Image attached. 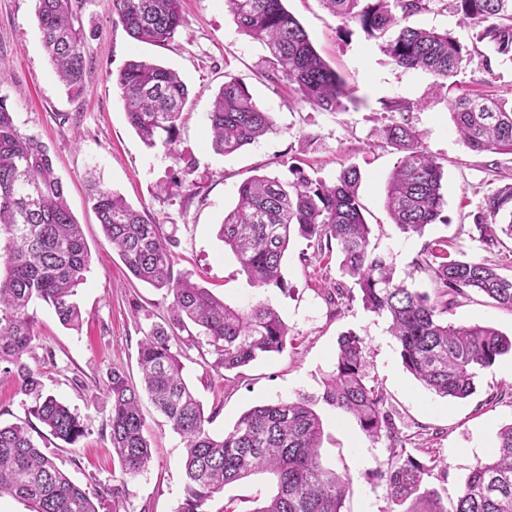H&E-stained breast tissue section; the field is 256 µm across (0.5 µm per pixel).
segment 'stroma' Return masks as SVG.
<instances>
[{"instance_id": "35a3bbf8", "label": "stroma", "mask_w": 512, "mask_h": 512, "mask_svg": "<svg viewBox=\"0 0 512 512\" xmlns=\"http://www.w3.org/2000/svg\"><path fill=\"white\" fill-rule=\"evenodd\" d=\"M287 10L305 28L316 51L346 81L356 100L345 111L329 112L300 101L283 80H270L268 52L240 33L226 0H183L185 29L165 46L133 40L114 23L106 0H88L84 11L85 52L90 60L82 90L68 93L44 52L34 21L35 0H0V97L7 98L16 125L49 148L56 173L67 186L68 204L91 254L86 280L77 290L82 312L77 328L60 324L44 303L33 304L37 337L35 364L48 393L71 411L92 419L89 434L68 445L52 436L39 446L52 453L76 484L99 497V512H174L184 497L183 442L143 402L152 460L134 477L124 476L106 428L94 408L112 367L140 382V340L154 326L168 325L172 298L165 290L136 280L113 251L87 200L88 180L97 178L121 194L171 242L173 278H187L233 306L272 304L288 326L286 348L237 370L212 367L214 357L187 337L176 340L184 378L213 414L210 429L230 430L249 408L317 394L336 362L339 336L352 330L365 341L368 377L385 391L395 423L409 450L421 460L438 459L427 485L445 504L455 501L470 470L487 457L498 429L512 423V356L481 370L469 398L431 393L404 368L388 321L367 310L360 297L335 304L337 287H352L337 255L307 258V242L294 238L283 259L287 289L252 287L236 259L219 240L218 226L238 201L237 189L255 175L288 178L290 163L335 180L348 165L359 168L363 214L372 242L387 254L396 279L429 288L413 268L424 242L444 237L452 256L478 258L512 270V239L484 249L473 224L486 195L512 183V154H476L456 134L450 99L484 95L512 100V61L492 55L463 26L451 0H436L430 12L413 17L417 26L451 30L469 49L491 58L490 69L473 61L448 93L433 90L431 75L397 67L357 25L337 31L321 0H286ZM155 61L177 71L189 88L175 155L148 147L127 121L113 76L132 59ZM244 84L254 101L270 112L275 129L230 155L212 149L207 114L225 78ZM391 98L423 99L412 115L422 145L444 167L447 223L429 226L423 236L401 234L385 210V187L398 152L380 136L382 103ZM457 325L489 323L512 335V311L482 296L462 298L449 310ZM327 465L348 474L346 512H389L383 484L371 473L387 463L386 441H372L356 423L320 406ZM272 486L255 475L225 487L210 512H249Z\"/></svg>"}]
</instances>
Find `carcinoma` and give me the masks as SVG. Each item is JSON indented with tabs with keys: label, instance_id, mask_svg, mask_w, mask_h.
Instances as JSON below:
<instances>
[{
	"label": "carcinoma",
	"instance_id": "cac0c4a2",
	"mask_svg": "<svg viewBox=\"0 0 512 512\" xmlns=\"http://www.w3.org/2000/svg\"><path fill=\"white\" fill-rule=\"evenodd\" d=\"M87 0H36L34 18L57 77L77 93L88 69L83 14ZM339 21L338 31L358 25L395 65L449 80L473 61L472 52L449 30L415 27L407 21L431 10L433 0H322ZM460 22L477 30L476 39L512 60V0H452ZM238 31L263 45L268 61L301 101L335 112L353 100L347 84L316 52L301 23L283 0H227ZM115 22L139 42L163 45L185 26L181 0H108ZM398 27L395 35L388 32ZM129 124L150 148L175 153L177 122L188 88L175 70L133 59L115 77ZM421 100L383 102L384 143L400 158L386 186V208L398 230L424 234L446 224L443 166L421 144L410 113ZM451 118L460 139L476 153H512V104L501 99L457 97ZM211 146L231 154L273 131L269 112L259 107L236 79L224 81L207 115ZM291 178L259 175L242 182L238 204L224 216L218 237L257 288H287L282 262L290 240L308 241L313 256L338 252L342 272L358 285L364 306L389 320L402 364L426 389L441 397L464 399L476 391L478 371L512 354V336L492 325H453L448 307L460 297L481 294L512 310V275L477 258H452L448 242L424 244L414 260L431 288L394 281L386 254L371 243L359 200L361 174L354 165L326 182L291 164ZM89 202L105 237L129 273L172 296V330L157 326L138 348L141 385L125 372H109L100 395L107 411L110 441L123 475L140 473L151 460L141 410L146 397L164 416L186 449L185 495L174 512H208V502L224 487L256 473L273 476V494L247 512H344L350 490L347 475L325 466L320 449L323 423L315 406L324 403L353 420L372 440L385 439L393 461L374 477L386 486L390 512H512V423L496 434V449L467 475L452 508L425 487L437 467L406 448L393 412L380 388L369 384L363 338L353 331L338 341L335 369L318 396L277 400L243 412L222 435L208 429L205 416L183 377L173 331L196 329L215 356L212 367L230 371L265 353H280L288 326L263 301L232 307L189 279L171 278L169 240L125 199L92 183ZM473 224L489 250L500 235L512 237V184L484 199ZM0 373L12 377L21 393L34 398L30 409L49 433L78 442L88 424L54 395L44 392L42 373L27 362L36 340L33 303L51 308L65 326L82 321L74 296L89 269L90 251L81 224L66 200V187L54 170L48 147L15 124L7 98L0 97ZM30 504L31 512H98L94 496L75 484L44 453L27 426L0 424V496Z\"/></svg>",
	"mask_w": 512,
	"mask_h": 512
}]
</instances>
